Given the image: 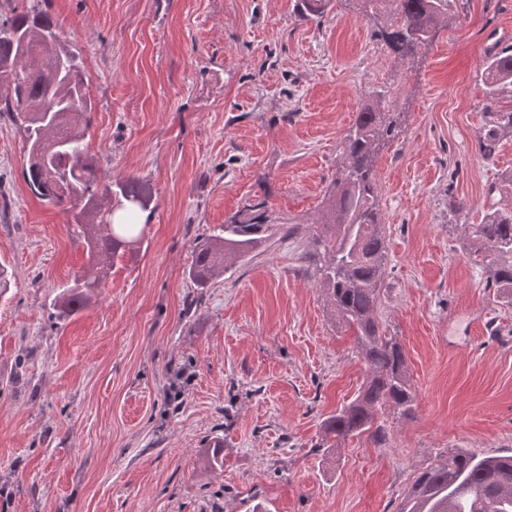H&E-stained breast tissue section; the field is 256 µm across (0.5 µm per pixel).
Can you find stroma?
Instances as JSON below:
<instances>
[{"label":"stroma","mask_w":512,"mask_h":512,"mask_svg":"<svg viewBox=\"0 0 512 512\" xmlns=\"http://www.w3.org/2000/svg\"><path fill=\"white\" fill-rule=\"evenodd\" d=\"M95 104L102 175L149 188V221L94 301L54 299L88 265L68 211L32 194L0 118V512H397L448 448L512 454V307L484 286L465 225L512 200V138L478 149L486 46L512 0H456L403 57L370 0H47ZM400 133L378 154L387 240L376 316L402 345L413 418L383 443L324 445L365 364L302 258L274 235L207 287L196 238L257 200L312 221L369 90ZM461 201L462 214L448 210ZM224 441V464L208 447Z\"/></svg>","instance_id":"1"}]
</instances>
